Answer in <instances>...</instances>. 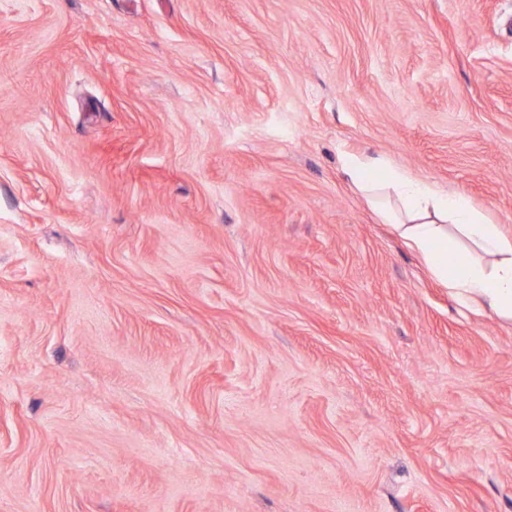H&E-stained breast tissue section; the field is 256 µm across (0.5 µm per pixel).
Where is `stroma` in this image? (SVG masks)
I'll return each instance as SVG.
<instances>
[{
	"instance_id": "35a3bbf8",
	"label": "stroma",
	"mask_w": 512,
	"mask_h": 512,
	"mask_svg": "<svg viewBox=\"0 0 512 512\" xmlns=\"http://www.w3.org/2000/svg\"><path fill=\"white\" fill-rule=\"evenodd\" d=\"M347 155L512 236V0H0V512H512V323Z\"/></svg>"
}]
</instances>
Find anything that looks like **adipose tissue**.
<instances>
[{
    "label": "adipose tissue",
    "mask_w": 512,
    "mask_h": 512,
    "mask_svg": "<svg viewBox=\"0 0 512 512\" xmlns=\"http://www.w3.org/2000/svg\"><path fill=\"white\" fill-rule=\"evenodd\" d=\"M343 171L454 299L512 322V238L498 225L384 157H345Z\"/></svg>",
    "instance_id": "adipose-tissue-1"
}]
</instances>
